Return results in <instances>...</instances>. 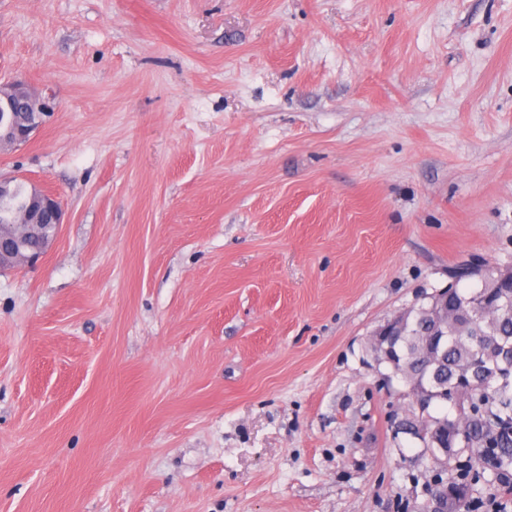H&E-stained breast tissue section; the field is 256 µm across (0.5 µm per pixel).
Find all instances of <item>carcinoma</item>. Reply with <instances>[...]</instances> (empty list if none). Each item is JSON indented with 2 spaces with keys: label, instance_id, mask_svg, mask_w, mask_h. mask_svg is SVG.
<instances>
[{
  "label": "carcinoma",
  "instance_id": "cac0c4a2",
  "mask_svg": "<svg viewBox=\"0 0 512 512\" xmlns=\"http://www.w3.org/2000/svg\"><path fill=\"white\" fill-rule=\"evenodd\" d=\"M453 278H476L481 286L448 289V306L456 316L442 327L448 331L447 344L434 360H426L423 349L433 318L424 304L412 309L409 327L396 343L392 373L408 387L417 383L424 388L421 405H412L402 421L408 434L416 438L434 431L448 442L445 460L428 448L420 453L435 469L427 490L448 497V512H470L479 503V485L488 471L512 494V283L499 282L495 269L467 264L457 267ZM461 374L474 393L471 403L458 408L449 405L444 390ZM445 405L454 416L429 413L430 407Z\"/></svg>",
  "mask_w": 512,
  "mask_h": 512
}]
</instances>
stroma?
Returning a JSON list of instances; mask_svg holds the SVG:
<instances>
[{
  "label": "stroma",
  "instance_id": "1",
  "mask_svg": "<svg viewBox=\"0 0 512 512\" xmlns=\"http://www.w3.org/2000/svg\"><path fill=\"white\" fill-rule=\"evenodd\" d=\"M16 80L0 512H421L372 338L512 266V0H0ZM24 83L13 81L0 85V145L17 147L27 143L33 132L38 130L54 114L55 104L50 97L36 94L33 97L32 116L26 127H20L14 119L19 101L26 98ZM17 120L23 123L26 114L16 112ZM29 185V197H28V204L26 208V212L24 215V218L21 223H28L27 225H35L39 226L41 224H38V221L40 219V216L42 212H48L51 213L54 220V228L55 232L52 235L51 238H49L46 242V250L49 247V245L54 241L56 238L59 229L60 224H62V206L58 198L41 188H39L35 183L32 181H26ZM23 242L21 240L17 241V247H12V249L9 252H4L2 249L0 250V266H31L36 264L43 256L44 252H38V253H24L21 252L20 247L22 246Z\"/></svg>",
  "mask_w": 512,
  "mask_h": 512
}]
</instances>
